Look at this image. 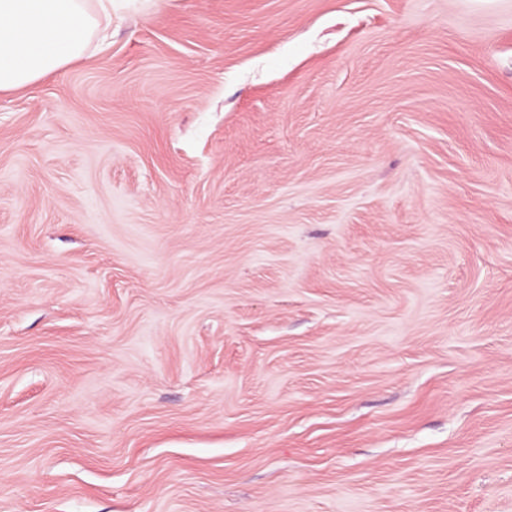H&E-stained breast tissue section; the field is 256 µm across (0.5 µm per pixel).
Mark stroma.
I'll return each mask as SVG.
<instances>
[{
    "mask_svg": "<svg viewBox=\"0 0 512 512\" xmlns=\"http://www.w3.org/2000/svg\"><path fill=\"white\" fill-rule=\"evenodd\" d=\"M0 93V512H512V0H116Z\"/></svg>",
    "mask_w": 512,
    "mask_h": 512,
    "instance_id": "obj_1",
    "label": "stroma"
}]
</instances>
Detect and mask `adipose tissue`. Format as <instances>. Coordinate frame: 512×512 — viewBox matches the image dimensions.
Listing matches in <instances>:
<instances>
[{
    "mask_svg": "<svg viewBox=\"0 0 512 512\" xmlns=\"http://www.w3.org/2000/svg\"><path fill=\"white\" fill-rule=\"evenodd\" d=\"M115 0H0V92L81 60Z\"/></svg>",
    "mask_w": 512,
    "mask_h": 512,
    "instance_id": "ef3b65f1",
    "label": "adipose tissue"
}]
</instances>
